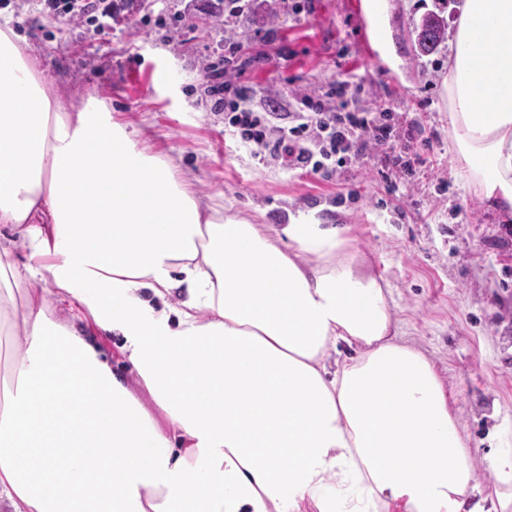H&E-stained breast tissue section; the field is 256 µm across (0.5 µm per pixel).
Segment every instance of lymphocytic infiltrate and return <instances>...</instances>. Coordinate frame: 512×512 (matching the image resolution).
<instances>
[{"instance_id": "lymphocytic-infiltrate-1", "label": "lymphocytic infiltrate", "mask_w": 512, "mask_h": 512, "mask_svg": "<svg viewBox=\"0 0 512 512\" xmlns=\"http://www.w3.org/2000/svg\"><path fill=\"white\" fill-rule=\"evenodd\" d=\"M240 49L239 43L229 44L223 65L212 66L207 78L216 107L224 111L225 129L243 146L289 171L322 178L372 148L385 153L399 175L412 174L414 163L421 160L412 133H400L388 107L377 112L348 110V100L359 90L353 78L338 80L321 93L297 94V106L291 112L244 108L250 90L236 82L243 72Z\"/></svg>"}]
</instances>
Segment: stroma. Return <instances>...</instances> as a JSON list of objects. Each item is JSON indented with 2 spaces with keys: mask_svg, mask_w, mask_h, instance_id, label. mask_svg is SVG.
Listing matches in <instances>:
<instances>
[{
  "mask_svg": "<svg viewBox=\"0 0 512 512\" xmlns=\"http://www.w3.org/2000/svg\"><path fill=\"white\" fill-rule=\"evenodd\" d=\"M310 15L279 13L275 22L226 16L204 28L183 15L187 0H151L133 18L95 28L67 24L34 0H0V27L25 37L44 77L67 103L105 100L113 120L137 131L154 153L175 159L194 190L218 196L231 213L281 227L315 217L342 229L386 282L397 339L423 353L452 395L454 415L477 478L492 491L486 457L512 452V217L467 191L449 150L442 82L449 42L416 55L410 31L429 11L455 25L456 0H300ZM243 38L254 57L241 81L247 107L287 108L294 89L361 76L351 108L394 107L397 127H418L424 164L385 178V155L362 152L329 178L258 162L224 131L205 78L224 42ZM290 57H278L280 47Z\"/></svg>",
  "mask_w": 512,
  "mask_h": 512,
  "instance_id": "35a3bbf8",
  "label": "stroma"
}]
</instances>
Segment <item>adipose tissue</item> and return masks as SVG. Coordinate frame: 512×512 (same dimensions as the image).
I'll use <instances>...</instances> for the list:
<instances>
[{"label":"adipose tissue","mask_w":512,"mask_h":512,"mask_svg":"<svg viewBox=\"0 0 512 512\" xmlns=\"http://www.w3.org/2000/svg\"><path fill=\"white\" fill-rule=\"evenodd\" d=\"M443 101L466 189L512 215V0H464ZM36 278L121 336L141 388L27 296L0 512H512V453L484 492L340 229L226 213L107 106L65 105L0 29V312Z\"/></svg>","instance_id":"ef3b65f1"}]
</instances>
